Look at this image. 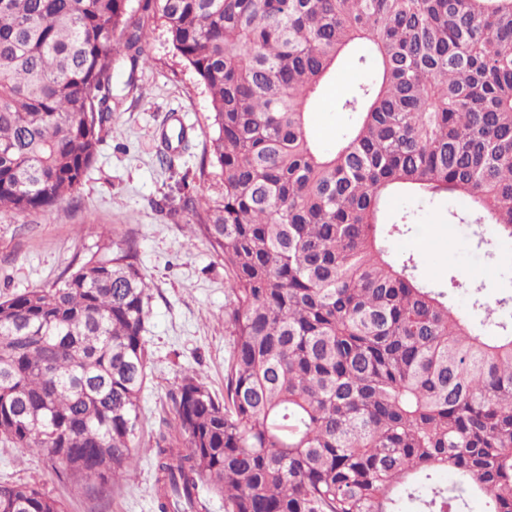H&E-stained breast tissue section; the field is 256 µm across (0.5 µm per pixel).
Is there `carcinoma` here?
<instances>
[{
    "label": "carcinoma",
    "mask_w": 512,
    "mask_h": 512,
    "mask_svg": "<svg viewBox=\"0 0 512 512\" xmlns=\"http://www.w3.org/2000/svg\"><path fill=\"white\" fill-rule=\"evenodd\" d=\"M0 0V212L81 184L117 60L149 62L159 20L211 97L233 350L224 399L194 370L149 448L158 512H512V324L477 278L420 279L387 241L393 197L462 199L450 224L512 239V0ZM367 47L332 149L311 115ZM133 246L99 248L51 287L0 300V441L88 489L123 479L140 425L149 286ZM484 310L480 323L455 295ZM500 329L485 336L486 328ZM445 471L454 476L437 480ZM0 512H65L0 484Z\"/></svg>",
    "instance_id": "cac0c4a2"
}]
</instances>
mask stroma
Masks as SVG:
<instances>
[{"label": "stroma", "instance_id": "obj_1", "mask_svg": "<svg viewBox=\"0 0 512 512\" xmlns=\"http://www.w3.org/2000/svg\"><path fill=\"white\" fill-rule=\"evenodd\" d=\"M145 50L149 64L132 70L121 63L112 72L111 113L78 189L47 211L0 219V298L50 287L75 257L126 240L136 242L137 265L151 286L143 421L124 480L99 494L58 478L45 454L0 445V482L37 486L62 500L67 512H156L148 446L168 416L170 391L193 369L211 391L224 392L231 350L224 258L186 205L191 197L220 199L223 191L209 155L210 95L160 24L147 23ZM358 58L351 53L337 68L312 114L322 148H333L354 121L336 101L365 78ZM183 128L188 135L181 142L176 135ZM463 207L460 200L393 198L385 222L408 211L415 224L413 232L390 238L389 248L415 255L424 278L437 284L452 273L481 278L492 305L512 295V240L496 239L487 224V243L478 245L474 225L448 221L450 211Z\"/></svg>", "mask_w": 512, "mask_h": 512}]
</instances>
